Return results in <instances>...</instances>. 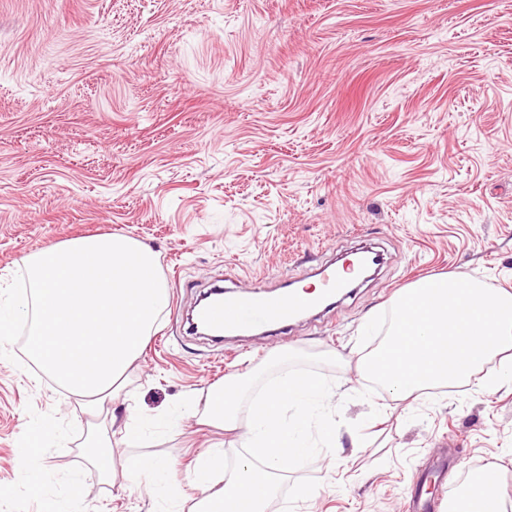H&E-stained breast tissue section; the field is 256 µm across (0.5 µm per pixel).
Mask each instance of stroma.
Here are the masks:
<instances>
[{"mask_svg": "<svg viewBox=\"0 0 512 512\" xmlns=\"http://www.w3.org/2000/svg\"><path fill=\"white\" fill-rule=\"evenodd\" d=\"M156 253L169 302L112 405L156 414L283 352L324 354L336 451L285 472L317 480L290 512H401L452 453L435 512L465 472L498 463L512 507V382L497 356L456 391L372 420L359 343L411 283L462 274L512 290V0H0V270L88 234ZM388 261L330 311L211 344L186 317L216 284L279 288L361 241ZM0 359V512H163L125 460L171 457L183 512L205 452L238 433L187 418L84 458V404L25 360ZM61 436L19 466L24 431Z\"/></svg>", "mask_w": 512, "mask_h": 512, "instance_id": "35a3bbf8", "label": "stroma"}]
</instances>
